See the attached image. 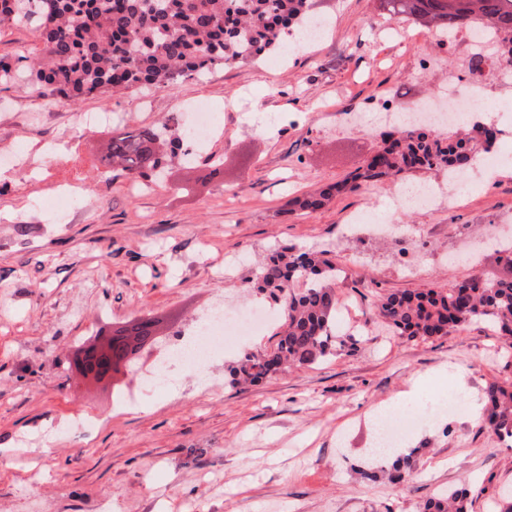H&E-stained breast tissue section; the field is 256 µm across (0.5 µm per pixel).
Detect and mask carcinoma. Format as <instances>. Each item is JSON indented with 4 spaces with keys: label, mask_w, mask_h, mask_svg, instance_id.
<instances>
[{
    "label": "carcinoma",
    "mask_w": 512,
    "mask_h": 512,
    "mask_svg": "<svg viewBox=\"0 0 512 512\" xmlns=\"http://www.w3.org/2000/svg\"><path fill=\"white\" fill-rule=\"evenodd\" d=\"M393 17L454 32L475 24L495 38L493 51L471 56L466 72L484 78L512 67V0H379ZM312 0H0V28L18 27L37 17L41 53L26 67L27 79L52 103L138 89L177 77L199 76L218 64L255 57L257 42L268 52L302 25ZM496 131L483 125L447 138L423 127L382 135L376 155L341 181L287 202V212L317 210L362 184L399 179L413 169H470L487 151ZM186 138L167 141L149 127H124L112 134L100 157L107 173L120 169L132 178L159 176L168 152ZM336 263L323 252L274 249L260 266L254 289L278 305V341L264 354H246L229 370V384H255L285 367L323 361L336 350L334 334ZM376 310L401 335L428 340L472 322H489L512 336V273L488 279L474 274L449 288L392 292ZM485 422L512 437V383H494L486 392ZM379 472L394 485L413 473L412 455H397ZM474 489L463 485L426 497L419 512H472Z\"/></svg>",
    "instance_id": "obj_1"
}]
</instances>
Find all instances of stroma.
Masks as SVG:
<instances>
[{
    "label": "stroma",
    "mask_w": 512,
    "mask_h": 512,
    "mask_svg": "<svg viewBox=\"0 0 512 512\" xmlns=\"http://www.w3.org/2000/svg\"><path fill=\"white\" fill-rule=\"evenodd\" d=\"M329 23L297 54L273 52L198 78L148 89L64 100L54 111L25 80L0 86V512H418L426 496L470 480L473 512H495L512 490V439L463 408L429 420L428 399L512 381V349L485 322L448 336L411 340L378 318L390 292L444 288L474 273L503 275L490 249L477 263L448 264L458 227L512 221V171L484 181L452 205L396 206L389 183L337 197L315 211L286 213L288 199L342 180L381 145V123L336 133V111L365 102L427 97L459 71V56L433 65L437 37L391 19L377 0H316ZM212 112L221 138L195 163L174 157L165 177L134 194L122 172L98 175L113 129L170 124ZM275 107L271 125L246 115ZM109 111L112 122L77 128V112ZM61 153L45 161V144ZM83 202L66 223L50 218L64 184ZM389 216L435 241L431 257L402 270L395 242L349 228L351 215ZM276 246L327 251L342 275L336 320L345 331L333 355L233 388L227 368L277 338L265 330L226 348L202 369L175 370L125 407L155 351L143 352L110 390H74L67 360L105 324L165 318L163 337L189 331L217 301L261 304L250 291L259 261ZM404 400L423 418L399 446L412 455L406 486L362 478L357 465L374 430L375 407ZM59 436L33 442L41 431Z\"/></svg>",
    "instance_id": "obj_1"
}]
</instances>
